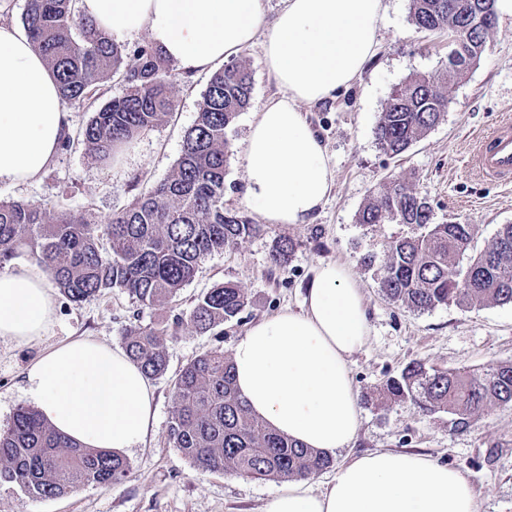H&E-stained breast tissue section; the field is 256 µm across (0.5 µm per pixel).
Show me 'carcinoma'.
Wrapping results in <instances>:
<instances>
[{
    "mask_svg": "<svg viewBox=\"0 0 512 512\" xmlns=\"http://www.w3.org/2000/svg\"><path fill=\"white\" fill-rule=\"evenodd\" d=\"M456 2L465 8L450 14L448 0H411L418 29L446 28L470 46L465 56H449L445 71L415 76L390 96L376 141L395 157L444 119L452 103L449 89L484 52L475 11L483 4L495 6V0ZM22 24L56 74L66 102L95 105L104 95L108 70L122 72L123 94L94 112L76 135L66 134L61 148L78 141L90 156L109 160L174 110L171 63L150 44L133 49L118 44L77 13L75 0H27ZM252 88V71L244 61L215 72L172 174L101 225L66 211L47 221L39 205L0 201V269L28 248L71 302L114 289L145 307L173 299L205 257L262 231L261 225L224 211L231 152L227 130L248 106ZM357 222L409 228L391 238L380 263L378 285L390 302L420 313L449 304H512V224L476 252L477 225L434 223L429 202L405 180L384 185L358 212ZM247 304L244 289L226 281L201 295L177 326L208 332ZM167 336L168 331L150 326L125 335L126 352L150 379L166 372ZM374 396L381 406L409 402L423 413H446L449 431L463 433L489 409L512 404V363L436 369L412 361L400 375L381 382ZM168 432L172 446L202 471L296 480L332 464L325 453L289 442L249 412L236 390L231 360L220 348L203 352L176 375ZM128 471L124 457L82 447L35 408H19L0 430V483L34 497L63 496L82 484L110 486Z\"/></svg>",
    "mask_w": 512,
    "mask_h": 512,
    "instance_id": "1",
    "label": "carcinoma"
}]
</instances>
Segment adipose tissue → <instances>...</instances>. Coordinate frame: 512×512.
Here are the masks:
<instances>
[{
    "label": "adipose tissue",
    "instance_id": "adipose-tissue-1",
    "mask_svg": "<svg viewBox=\"0 0 512 512\" xmlns=\"http://www.w3.org/2000/svg\"><path fill=\"white\" fill-rule=\"evenodd\" d=\"M82 15L116 37L146 33L178 68L203 74L261 42L281 96L255 113L245 145L244 203L269 224H302L333 185L327 149L301 107L333 99L374 56L383 0H78ZM68 129L55 77L27 34L0 23V182L39 176ZM55 313L31 266L0 269V338L41 339ZM364 292L350 269L320 264L301 310L252 325L231 361L252 414L295 443L329 455L360 428L353 357L368 342ZM27 392L58 431L91 447H139L154 426L149 379L119 348L90 338L52 346L28 368ZM262 512H479L469 480L416 453L347 457L320 488L291 481Z\"/></svg>",
    "mask_w": 512,
    "mask_h": 512
}]
</instances>
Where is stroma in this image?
I'll return each instance as SVG.
<instances>
[{
    "mask_svg": "<svg viewBox=\"0 0 512 512\" xmlns=\"http://www.w3.org/2000/svg\"><path fill=\"white\" fill-rule=\"evenodd\" d=\"M384 4L379 44L361 77L336 99L304 108L334 169V185L325 203L305 223L264 226L260 234L208 256L193 280L164 304L147 308L118 290L79 305L59 295L54 319L40 341L20 345L0 338L4 428L19 407L31 405L24 373L50 346L81 336L122 346L129 325L175 326L176 318L188 317L198 297L224 281L238 283L250 297L235 319L212 331L175 327L167 341V373L152 382L153 431L144 446L127 453L130 469L121 482L109 487L85 484L68 495L46 499L0 484V512H261L278 489L277 481L201 471L172 447L168 426L173 380L203 352L217 346L231 350L263 317L288 308L300 310L316 267L325 262L350 267L364 290L371 328L367 346L352 364L361 428L351 453L387 449L423 454L467 477L479 512H512V405L490 409L470 431L457 434L449 432L447 414H425L408 403L379 408L371 397L379 383L399 375L413 360L437 368L512 363V305L469 310L450 305L417 313L389 302L379 290L375 267L366 266L363 258L382 256L390 237L403 233L404 227L356 221L358 211L384 183L406 178L430 203L435 223L478 225V243L490 240L501 225L512 224V184L484 181L467 165L475 136L512 118V17H498L480 61L451 88L452 104L444 120L404 154L393 157L375 139L387 100L411 76L443 70L449 47L447 32L414 26L411 0ZM237 57L251 66L253 90L247 110L229 133L224 207L261 224L260 214L243 202L244 147L253 113L279 89L261 63L260 44L243 48ZM209 79L206 73L188 76L173 70L175 112L140 135L119 162H99L76 144L59 151L31 182H1L0 200L40 204L50 218L68 211L91 221L124 209L143 188L171 174ZM283 237L296 247L276 266L271 258Z\"/></svg>",
    "mask_w": 512,
    "mask_h": 512,
    "instance_id": "stroma-1",
    "label": "stroma"
}]
</instances>
